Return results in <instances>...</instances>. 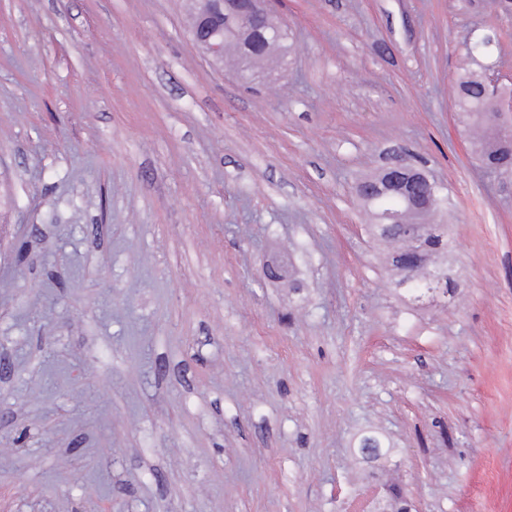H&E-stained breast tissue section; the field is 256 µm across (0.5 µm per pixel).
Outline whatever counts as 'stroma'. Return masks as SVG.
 Segmentation results:
<instances>
[{
  "instance_id": "obj_1",
  "label": "stroma",
  "mask_w": 512,
  "mask_h": 512,
  "mask_svg": "<svg viewBox=\"0 0 512 512\" xmlns=\"http://www.w3.org/2000/svg\"><path fill=\"white\" fill-rule=\"evenodd\" d=\"M189 15L0 0V512H512V185L456 109L472 38L512 87V16L274 0L245 84ZM404 155L448 295L356 194ZM448 232L446 230H441L432 236H430L426 241V247L422 252V263L426 262L428 259L438 258L441 254L448 252ZM417 267L416 276L420 279H424L428 272L427 265ZM440 274L436 269H429V275L427 279V285L431 284L440 279Z\"/></svg>"
}]
</instances>
